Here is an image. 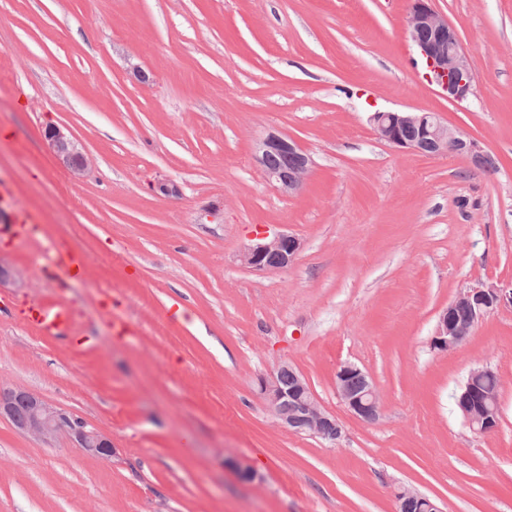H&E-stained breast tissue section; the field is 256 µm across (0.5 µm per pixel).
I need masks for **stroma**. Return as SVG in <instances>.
I'll use <instances>...</instances> for the list:
<instances>
[{
    "instance_id": "35a3bbf8",
    "label": "stroma",
    "mask_w": 512,
    "mask_h": 512,
    "mask_svg": "<svg viewBox=\"0 0 512 512\" xmlns=\"http://www.w3.org/2000/svg\"><path fill=\"white\" fill-rule=\"evenodd\" d=\"M434 6L476 74L461 104L426 81L407 0H0V260L25 272L0 288V383L117 452L0 420V512H399L400 486L441 512H512V308L431 347L461 293L512 283V0ZM385 110L437 113L494 169L390 146L370 122ZM49 125L93 158L87 179L46 151ZM270 131L312 160L297 193L254 161ZM263 232L301 239L287 270L240 263ZM61 245L81 277H45ZM33 302L66 304L74 340L24 322ZM281 362L336 442L273 422L256 378ZM343 362L371 378L376 421L338 398ZM478 366L500 378L489 434L455 406Z\"/></svg>"
}]
</instances>
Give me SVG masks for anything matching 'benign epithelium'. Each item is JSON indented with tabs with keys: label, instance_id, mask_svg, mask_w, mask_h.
<instances>
[{
	"label": "benign epithelium",
	"instance_id": "benign-epithelium-1",
	"mask_svg": "<svg viewBox=\"0 0 512 512\" xmlns=\"http://www.w3.org/2000/svg\"><path fill=\"white\" fill-rule=\"evenodd\" d=\"M406 30L425 63V78L446 93L449 101L463 103L475 96V75L456 29L439 13L433 0H409ZM376 135L388 144L429 156L457 154L469 157L475 166L490 169L494 159L484 153L469 136L448 127L434 112H376L371 117ZM48 151L60 160L72 180H84L93 169L91 157L78 147L72 135L63 128L50 125L43 132ZM279 157L286 163L280 169L271 165ZM256 162L264 177L278 189L295 193L305 184L311 159L298 143L271 132L256 149ZM303 244L288 233L261 236L240 255L242 264L256 271H283L293 265ZM22 269L0 262V286L21 284ZM512 307V285L472 288L448 305L439 316L433 350L446 353L456 349L471 334L479 321L493 311ZM465 310V318L459 311ZM487 368L470 372L456 403L470 428L486 434L499 424V400L496 393L478 389L477 382ZM291 384H282L284 375ZM336 390L353 416L367 422L377 419L380 410L378 393L368 375L358 366L345 362L336 369ZM257 395L268 408L275 424L293 433L306 434L334 442L341 434L335 416L326 411L312 391L307 379L294 366L282 362L268 376L257 379ZM14 429L42 442L51 441L57 433L67 432L76 447L101 462L115 455L112 438L104 431L88 425L49 404L39 395L21 387L0 385V420ZM398 503H411L415 512H440L426 495L401 487L395 493Z\"/></svg>",
	"mask_w": 512,
	"mask_h": 512
}]
</instances>
